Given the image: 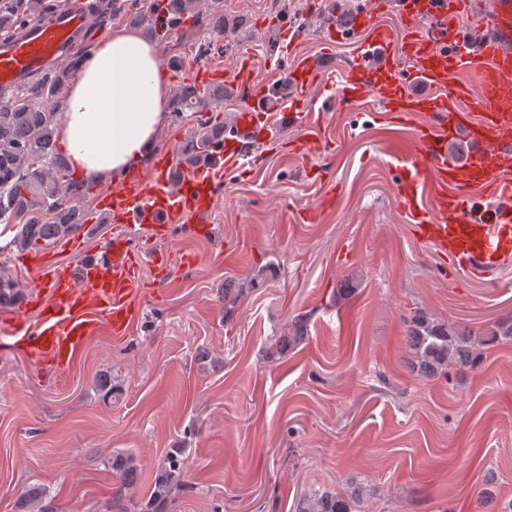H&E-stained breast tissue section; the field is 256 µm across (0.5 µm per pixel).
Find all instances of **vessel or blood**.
<instances>
[{"mask_svg":"<svg viewBox=\"0 0 512 512\" xmlns=\"http://www.w3.org/2000/svg\"><path fill=\"white\" fill-rule=\"evenodd\" d=\"M384 7V0H369L354 16L353 31L370 34L366 48L376 65L368 67L360 57L352 60L336 95L350 107L374 96L395 124L408 123L419 113L429 116L401 150L406 164L394 183L399 207L417 239L433 247L458 275L493 279L512 264V180L504 176L512 168V0H489L483 19L492 32L478 41L468 36L470 0H400L404 28L397 43L375 23ZM95 24L86 10L66 7L1 38L0 88L20 86L65 63L77 36L92 33ZM462 72L470 73V81H458ZM319 74L315 59L299 62L291 73L296 93L275 111L268 106L267 88L253 78L251 57H242L234 82L248 89L250 102L226 126L215 162L192 170L181 166L173 152L160 153L149 171L132 172L101 197L100 211L112 223L138 224L156 241L167 239L177 224L190 235H208L204 218L214 208L216 183L271 137L279 115L309 127L321 122L328 103L306 95ZM458 141L465 146L459 159L448 152ZM174 262L172 255H148L131 238L115 237L104 257L87 258L80 267L41 265L48 297L32 300L11 320L26 323L28 354L64 373L98 321H105L113 335L128 332L144 268L163 282ZM31 311L36 318L29 323L25 317Z\"/></svg>","mask_w":512,"mask_h":512,"instance_id":"obj_1","label":"vessel or blood"}]
</instances>
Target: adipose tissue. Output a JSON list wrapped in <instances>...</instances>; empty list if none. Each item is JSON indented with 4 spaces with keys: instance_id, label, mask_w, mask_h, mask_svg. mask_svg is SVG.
Listing matches in <instances>:
<instances>
[{
    "instance_id": "obj_1",
    "label": "adipose tissue",
    "mask_w": 512,
    "mask_h": 512,
    "mask_svg": "<svg viewBox=\"0 0 512 512\" xmlns=\"http://www.w3.org/2000/svg\"><path fill=\"white\" fill-rule=\"evenodd\" d=\"M168 99L157 42L135 28H112L65 95L59 144L76 175L103 185L140 165L170 119Z\"/></svg>"
}]
</instances>
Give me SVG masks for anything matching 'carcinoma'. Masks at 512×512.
<instances>
[{
  "label": "carcinoma",
  "mask_w": 512,
  "mask_h": 512,
  "mask_svg": "<svg viewBox=\"0 0 512 512\" xmlns=\"http://www.w3.org/2000/svg\"><path fill=\"white\" fill-rule=\"evenodd\" d=\"M110 15H125L130 23L156 31V20L166 17L167 35L174 37L183 30L187 18L193 27L212 29L225 35L235 31V22L224 17L221 0H153L147 6L141 0H110ZM46 12L45 0H0V31L18 22L41 17ZM79 48L65 64L40 74L11 93L0 92V224H15L13 246L21 250H40L84 229L85 211L73 202L88 193V187L73 178L65 157L59 152L56 125L63 94L79 72L85 55ZM224 103V87L198 86L182 82L173 89L169 109L181 120L190 112L197 117V127L181 148L180 161L190 167L209 162L224 142V122L204 119ZM258 281L250 279L246 286L224 289V302L236 304L252 291ZM23 295L18 281L0 268V308L16 305ZM304 321L295 322L294 331L280 336L271 344V355L282 353L301 340ZM405 336L412 350L411 367L424 378L441 374L450 367H474L482 358L481 348L500 336H512V325L498 327L482 337L460 333L446 320H437L416 312L405 320ZM138 464L131 453L112 457V472L120 487L134 485ZM190 469L187 456L178 448L165 458L163 474L155 483L153 499L165 503L170 496L188 486ZM357 499L354 491L318 489L299 498L295 512H353ZM46 494L31 490L20 499L18 512H51Z\"/></svg>",
  "instance_id": "obj_1"
}]
</instances>
